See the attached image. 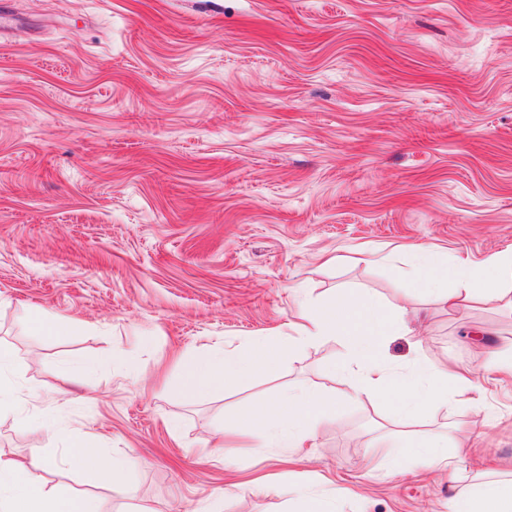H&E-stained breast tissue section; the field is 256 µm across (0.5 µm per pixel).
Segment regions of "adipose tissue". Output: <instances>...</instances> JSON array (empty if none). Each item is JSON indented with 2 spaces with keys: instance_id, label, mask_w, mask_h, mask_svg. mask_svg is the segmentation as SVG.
<instances>
[{
  "instance_id": "adipose-tissue-1",
  "label": "adipose tissue",
  "mask_w": 512,
  "mask_h": 512,
  "mask_svg": "<svg viewBox=\"0 0 512 512\" xmlns=\"http://www.w3.org/2000/svg\"><path fill=\"white\" fill-rule=\"evenodd\" d=\"M413 276L428 295L458 311L476 304L493 303L512 308V250L490 255L482 265L461 256L454 264L439 261L429 250L414 253ZM411 301L401 292L397 302L381 310L366 304L355 292L339 295L313 305L299 300L291 324L292 337L280 340L263 337L245 350H213L202 357L185 359L177 390L204 396L223 387L226 381L245 383L257 376L275 373L287 346L314 344L340 338L355 366L353 376L340 398L357 401L372 395L396 402L400 415L413 419L426 406L447 403L449 397L482 389L505 365H512V352L491 353L477 378L458 376L452 368L430 371L413 368L405 376L395 375L386 365L382 347L388 336L405 329L404 316ZM335 400L310 385L284 391L273 404H259L242 412L229 427L216 430L212 447H223L232 437L247 448H299L315 442L320 427L329 419ZM458 439H445L431 431L396 435L387 457L390 467L413 460L422 468H441L448 463V449ZM74 460L89 481L109 478L122 482L134 460L114 457L104 464L100 449L90 442L70 440ZM0 512H100L91 496H59L42 488L38 465L0 459ZM448 512H512V479L494 476L478 467L470 489L448 498Z\"/></svg>"
}]
</instances>
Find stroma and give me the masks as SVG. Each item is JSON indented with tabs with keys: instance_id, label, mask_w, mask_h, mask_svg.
Here are the masks:
<instances>
[{
	"instance_id": "stroma-1",
	"label": "stroma",
	"mask_w": 512,
	"mask_h": 512,
	"mask_svg": "<svg viewBox=\"0 0 512 512\" xmlns=\"http://www.w3.org/2000/svg\"><path fill=\"white\" fill-rule=\"evenodd\" d=\"M419 246L477 264L512 248V0H10L0 348L18 392L0 455L51 458L47 488L101 512H284L289 484L329 478L352 491L338 512H446L474 460L512 471V376L412 425L464 430L468 460L375 477L369 456L412 426L395 403L338 400L339 340L204 397L173 389L181 358L288 334L297 298L346 289L383 306L413 293L387 362L478 371L512 345V310L449 313L409 276ZM23 306L73 328L32 330ZM299 382L337 399L312 447L209 448ZM30 418L141 465L87 484Z\"/></svg>"
}]
</instances>
